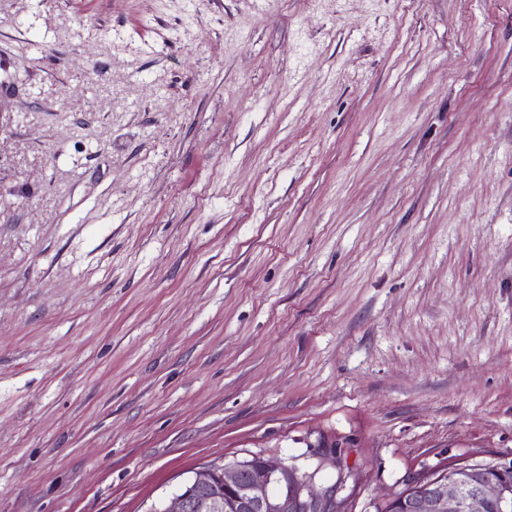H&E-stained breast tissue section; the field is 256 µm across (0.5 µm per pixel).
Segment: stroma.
I'll return each instance as SVG.
<instances>
[{"label": "stroma", "mask_w": 512, "mask_h": 512, "mask_svg": "<svg viewBox=\"0 0 512 512\" xmlns=\"http://www.w3.org/2000/svg\"><path fill=\"white\" fill-rule=\"evenodd\" d=\"M252 456L512 463V0H0V512Z\"/></svg>", "instance_id": "35a3bbf8"}]
</instances>
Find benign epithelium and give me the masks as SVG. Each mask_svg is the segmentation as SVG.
<instances>
[{
    "label": "benign epithelium",
    "mask_w": 512,
    "mask_h": 512,
    "mask_svg": "<svg viewBox=\"0 0 512 512\" xmlns=\"http://www.w3.org/2000/svg\"><path fill=\"white\" fill-rule=\"evenodd\" d=\"M337 487L259 456L196 471L164 512H345ZM392 512H512V464L450 467L388 501Z\"/></svg>",
    "instance_id": "obj_1"
}]
</instances>
